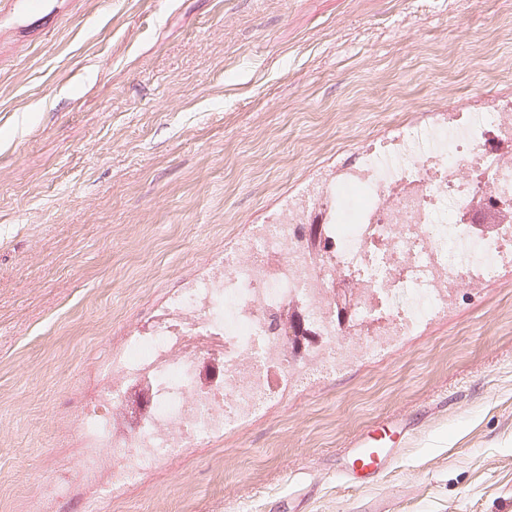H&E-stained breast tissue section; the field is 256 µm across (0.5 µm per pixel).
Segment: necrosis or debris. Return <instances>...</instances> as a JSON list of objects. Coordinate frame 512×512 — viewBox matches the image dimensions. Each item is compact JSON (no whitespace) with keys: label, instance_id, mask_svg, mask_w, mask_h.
I'll return each instance as SVG.
<instances>
[{"label":"necrosis or debris","instance_id":"4bbe7bcc","mask_svg":"<svg viewBox=\"0 0 512 512\" xmlns=\"http://www.w3.org/2000/svg\"><path fill=\"white\" fill-rule=\"evenodd\" d=\"M364 204L342 215L339 189ZM482 224L497 232L481 236ZM317 232L323 247L312 250ZM512 261V98L480 112H441L398 126L363 148L333 184L292 201L224 253L217 273L188 288L150 331L108 355L94 399L78 418L74 465L45 478L29 512H54L85 491V512L260 414L286 386L368 360L443 313L445 288L496 278ZM355 296L353 324L384 328L337 343L336 289ZM298 309L316 336L305 362L289 360L283 314Z\"/></svg>","mask_w":512,"mask_h":512}]
</instances>
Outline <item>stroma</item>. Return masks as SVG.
I'll list each match as a JSON object with an SVG mask.
<instances>
[{"mask_svg": "<svg viewBox=\"0 0 512 512\" xmlns=\"http://www.w3.org/2000/svg\"><path fill=\"white\" fill-rule=\"evenodd\" d=\"M512 98V0H46L0 14V512L82 446L98 365L400 123ZM406 424L389 472L352 443ZM100 512H512V268Z\"/></svg>", "mask_w": 512, "mask_h": 512, "instance_id": "obj_1", "label": "stroma"}]
</instances>
